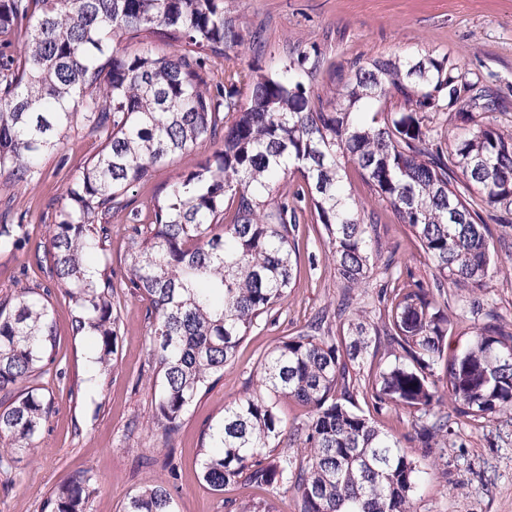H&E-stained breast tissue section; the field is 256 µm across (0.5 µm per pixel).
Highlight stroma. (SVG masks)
<instances>
[{
  "mask_svg": "<svg viewBox=\"0 0 512 512\" xmlns=\"http://www.w3.org/2000/svg\"><path fill=\"white\" fill-rule=\"evenodd\" d=\"M224 7L243 36L235 48L241 67L274 73L306 52L316 62L306 86L328 100L336 71L380 56L427 51L448 57L497 90L503 109L495 113V123L512 131V0H224ZM102 146V137L77 124L67 135L64 156L44 158L33 183L0 179V215L10 224L24 222L26 230L21 247L0 248V301L23 286L48 289L57 330L54 361L33 381L49 401L50 413L29 449L16 452L10 468L0 471V512H42L58 486L85 472L93 477L86 512H122L128 498L160 482L171 490L174 512H245L259 502L271 504L274 512H299L298 495L287 484L272 490L242 481L220 493L211 491L201 477L205 435L225 405L259 392L261 360L282 340L307 330L318 315L324 318L321 337H337L342 322L337 309L347 296L371 321H381V288L410 279L431 283L432 263L411 229L398 222L358 173H351L352 195L366 212L379 216L373 238L382 260L371 277L361 287L343 288L321 225L302 210L299 272L287 297L241 343L223 376L199 395L178 430L164 434L155 422L157 358L148 339L149 303L126 288L125 260L134 226L152 221L156 192L212 157L221 143L205 142L192 155L154 167L112 211L105 260L112 270L117 337L106 375L92 372L95 350L89 340L72 334L65 289L51 285L35 260L66 203V187ZM489 224L496 273L479 294L448 289L453 350L468 344L475 298L495 308L512 331V214L492 211ZM441 412L452 428L444 448H424L414 440L415 419L407 410L396 408L377 418L380 427L403 438L406 451L427 471L414 494L417 512H512V416L465 420L447 404Z\"/></svg>",
  "mask_w": 512,
  "mask_h": 512,
  "instance_id": "obj_1",
  "label": "stroma"
}]
</instances>
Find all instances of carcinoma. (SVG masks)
<instances>
[{
	"mask_svg": "<svg viewBox=\"0 0 512 512\" xmlns=\"http://www.w3.org/2000/svg\"><path fill=\"white\" fill-rule=\"evenodd\" d=\"M144 33L159 45L117 49ZM240 39L224 0H0V177L33 182L43 158L65 149L79 117L104 137L67 187V204L36 260L66 289L73 334L97 341L95 370L105 374L116 337L112 275L91 260L106 251L112 205L154 166L222 138L213 158L155 194L154 220L136 231L127 258L132 294L150 301L156 418L169 433L291 288L294 201L305 202L322 226L344 286L369 278L372 224L347 188L354 168L412 229L435 269L433 283L382 289L387 319L380 325L356 309L337 341L316 336L319 318L269 351L263 391L225 406L206 437L202 479L214 491L241 479L289 483L300 512H416L418 460L356 405L350 370L387 344L393 361L375 373L365 397L378 414L402 408L415 415L427 448L448 445V417L438 412L445 401L468 419L512 411V331L489 309L467 347L447 353L446 291L449 284L479 290L494 273L488 224L464 195L478 191L488 206L512 212V132L494 124V92L445 56L379 57L341 70L325 104L301 80L308 55L289 60L280 74L246 72L226 52ZM173 43L180 53L160 49ZM215 58L224 60V82L213 86ZM395 95L408 111L382 109ZM440 113L472 126L463 136L439 130L433 117ZM290 171L304 183L291 200L279 192ZM24 237V225L0 224V247ZM55 340L44 295L22 287L1 303L0 392L44 372ZM280 396L311 412L292 433L306 455L297 468L264 452L287 433L276 412ZM49 413L34 389L0 401V468L29 446ZM92 481L83 474L60 485L48 512H85ZM172 503L158 483L131 496L123 512H172Z\"/></svg>",
	"mask_w": 512,
	"mask_h": 512,
	"instance_id": "carcinoma-1",
	"label": "carcinoma"
}]
</instances>
